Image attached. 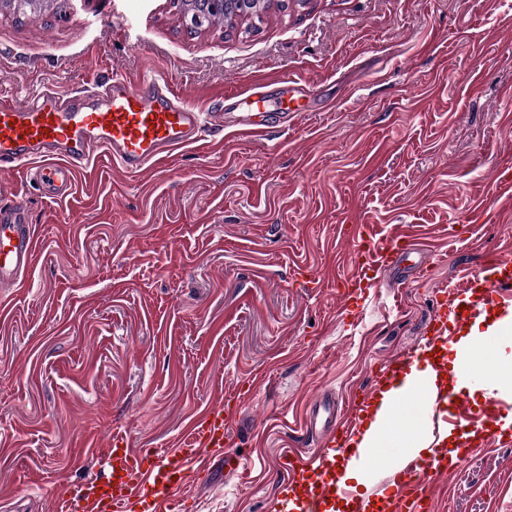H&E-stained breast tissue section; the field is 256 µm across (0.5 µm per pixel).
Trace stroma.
<instances>
[{
  "label": "stroma",
  "mask_w": 512,
  "mask_h": 512,
  "mask_svg": "<svg viewBox=\"0 0 512 512\" xmlns=\"http://www.w3.org/2000/svg\"><path fill=\"white\" fill-rule=\"evenodd\" d=\"M153 74L187 102L224 106L223 135L162 167L105 156L69 194L0 175L35 228L23 287L0 288V512H50L57 483L103 475L114 436L184 445L191 421L242 389L229 448L244 476L212 463L184 512H272L284 450H312L304 420L323 393L377 388L388 361L428 338L442 289L512 258V0H271L262 21L187 30L173 0H69L63 16L0 14V94L76 95L118 74ZM307 84V111L247 135L239 94ZM410 230L424 263L384 276L361 319L338 290L361 235ZM512 333L469 349L473 385L512 394L495 356ZM396 452L372 473L389 489ZM436 512H512V437L432 481Z\"/></svg>",
  "instance_id": "obj_1"
}]
</instances>
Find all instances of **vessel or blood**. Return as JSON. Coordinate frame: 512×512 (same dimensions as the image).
<instances>
[{
    "mask_svg": "<svg viewBox=\"0 0 512 512\" xmlns=\"http://www.w3.org/2000/svg\"><path fill=\"white\" fill-rule=\"evenodd\" d=\"M91 97L89 105L51 91L32 95L23 104L0 97V170L28 169L45 195L58 199L98 155L137 174L161 165L175 150L197 143L203 133L216 136L224 130L223 108L198 110L156 79L133 84L116 75L110 83L93 88ZM413 245L404 233L363 240L351 255L354 273L346 280L341 312L361 309L377 287L379 273L402 263ZM36 248L25 205L16 201L0 206V285L25 278ZM483 266L484 276H465L461 285L440 295L429 329L430 347L447 348L493 296L512 303V260L490 253ZM375 400V392L369 391L346 408L326 407V424L314 456L292 454L284 459L287 490L275 512H334L340 502L347 512H431L432 478L456 469L445 448L409 462L395 473L392 490L372 499L360 497L339 477L338 469L352 458V446ZM428 414L434 436L456 434L463 454L490 442L478 425L472 432L459 433L469 407L456 393L439 392ZM228 445L229 426L219 404L194 421L189 441L181 448L146 454L129 447L125 438L114 437L103 451L105 475L73 491L55 489L52 500L57 512H173L205 456L242 468Z\"/></svg>",
    "mask_w": 512,
    "mask_h": 512,
    "instance_id": "1",
    "label": "vessel or blood"
}]
</instances>
